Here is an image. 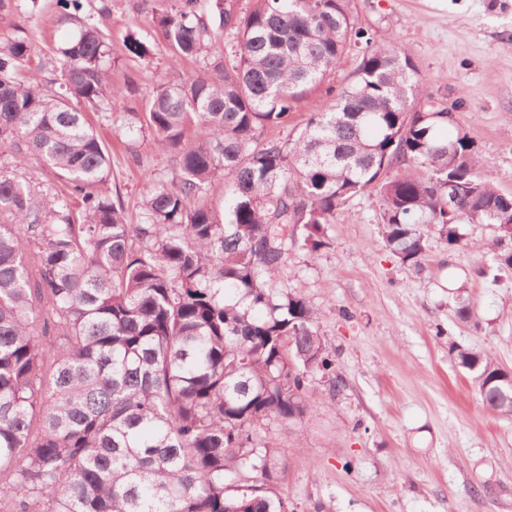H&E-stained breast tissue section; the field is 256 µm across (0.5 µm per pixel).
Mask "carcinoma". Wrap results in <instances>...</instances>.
<instances>
[{
    "mask_svg": "<svg viewBox=\"0 0 512 512\" xmlns=\"http://www.w3.org/2000/svg\"><path fill=\"white\" fill-rule=\"evenodd\" d=\"M252 2L243 14L215 0L224 55L122 117L178 166L146 186L136 224L97 190L111 161L87 111L118 89L82 0H56L80 23L58 87L38 83L47 62L30 38L0 46V149L14 163L0 170V512H289L280 448L258 428L307 419L309 378L334 360L281 272L292 252L328 247L325 226L358 195L403 266L424 269L430 238L453 249L463 225L487 224L512 268V198L452 133L462 101L416 105L414 63L374 43L349 0ZM159 25L173 60L209 57L203 0H175ZM359 44L334 108L267 137ZM33 157L62 188L20 173ZM453 352L484 408L511 417L498 395L512 371Z\"/></svg>",
    "mask_w": 512,
    "mask_h": 512,
    "instance_id": "obj_1",
    "label": "carcinoma"
}]
</instances>
